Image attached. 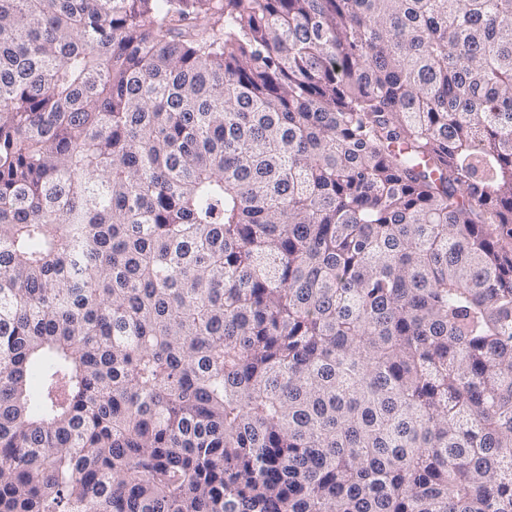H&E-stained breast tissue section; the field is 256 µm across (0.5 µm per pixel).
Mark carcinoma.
Segmentation results:
<instances>
[{
	"instance_id": "carcinoma-1",
	"label": "carcinoma",
	"mask_w": 512,
	"mask_h": 512,
	"mask_svg": "<svg viewBox=\"0 0 512 512\" xmlns=\"http://www.w3.org/2000/svg\"><path fill=\"white\" fill-rule=\"evenodd\" d=\"M0 512H512V0H0Z\"/></svg>"
}]
</instances>
